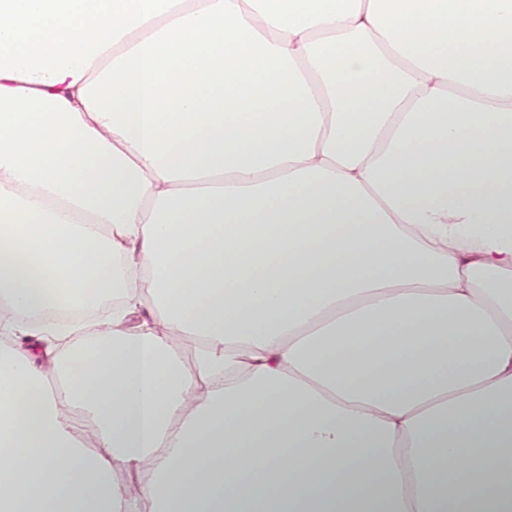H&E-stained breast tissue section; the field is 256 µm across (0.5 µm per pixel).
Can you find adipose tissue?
I'll return each mask as SVG.
<instances>
[{"mask_svg":"<svg viewBox=\"0 0 512 512\" xmlns=\"http://www.w3.org/2000/svg\"><path fill=\"white\" fill-rule=\"evenodd\" d=\"M0 512H512V0H0Z\"/></svg>","mask_w":512,"mask_h":512,"instance_id":"adipose-tissue-1","label":"adipose tissue"}]
</instances>
